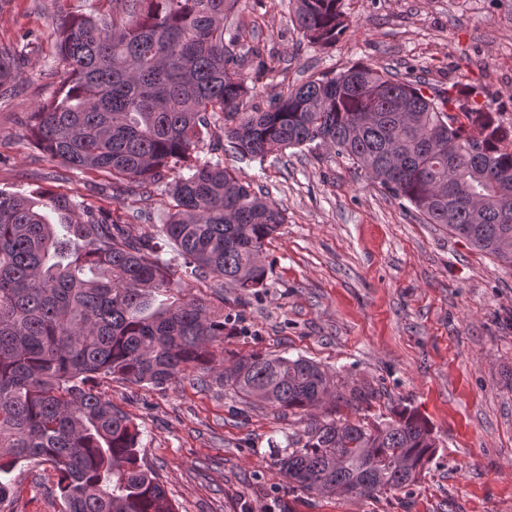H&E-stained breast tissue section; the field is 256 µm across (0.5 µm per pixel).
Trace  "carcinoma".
<instances>
[{"mask_svg": "<svg viewBox=\"0 0 512 512\" xmlns=\"http://www.w3.org/2000/svg\"><path fill=\"white\" fill-rule=\"evenodd\" d=\"M95 2L56 26L60 86L27 113V136L66 168L107 176L114 202L161 192L167 219L133 239L82 194L0 191V500L17 463L38 459L55 469L65 512H174L139 463L138 427L85 384L104 375L163 386L214 361L210 347L238 320L194 297L154 306L181 287L178 270L247 296L265 287L264 246L285 212L224 165V146L261 162L288 148L332 151L424 223L512 269V129L490 103L428 97L417 81L360 63L313 74L255 110L245 69L255 59L257 76L273 67L244 43L245 24L224 25L239 0H107L106 11ZM341 2L293 0L302 38L335 44L347 27ZM21 56L0 44V90ZM206 140L215 158L192 161ZM219 366L246 401L311 410L334 398L279 458L303 493L402 489L435 455L432 427L410 408L377 424L342 417L369 394L308 359L252 352Z\"/></svg>", "mask_w": 512, "mask_h": 512, "instance_id": "carcinoma-1", "label": "carcinoma"}]
</instances>
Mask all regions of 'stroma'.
<instances>
[{"label":"stroma","instance_id":"35a3bbf8","mask_svg":"<svg viewBox=\"0 0 512 512\" xmlns=\"http://www.w3.org/2000/svg\"><path fill=\"white\" fill-rule=\"evenodd\" d=\"M83 0H6L0 41L27 36L28 54L0 97V189L36 187L84 194L88 178L45 157L26 138L24 113L51 98L54 29L62 11ZM240 19L256 20L258 41L277 70L260 78L250 105L309 75L356 63L390 67L420 81L427 94L468 86L480 103L512 118V0H343L347 28L335 46L303 40L289 0H241ZM225 165L268 190L287 222L266 246L267 279L258 296L221 281H190L187 295L242 314L244 330L225 337L215 356L261 351L302 356L379 397L364 415L388 420L397 406L416 410L437 451L416 483L373 498L310 496L293 490L277 464L306 413L248 405L217 371L188 368L172 383H92L140 431V456L176 512H512V270L437 224L422 223L380 185L336 154L290 148L265 161ZM146 218L112 204L133 237L164 224L163 195L144 202ZM0 512H61L57 474L20 462Z\"/></svg>","mask_w":512,"mask_h":512}]
</instances>
